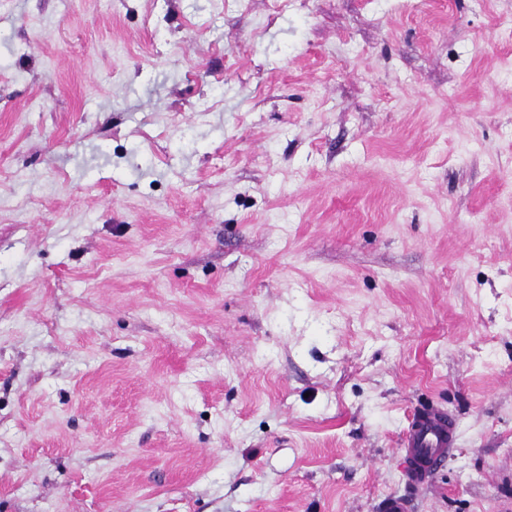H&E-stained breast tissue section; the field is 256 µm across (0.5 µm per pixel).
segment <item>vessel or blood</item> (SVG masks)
Instances as JSON below:
<instances>
[{
    "instance_id": "obj_1",
    "label": "vessel or blood",
    "mask_w": 512,
    "mask_h": 512,
    "mask_svg": "<svg viewBox=\"0 0 512 512\" xmlns=\"http://www.w3.org/2000/svg\"><path fill=\"white\" fill-rule=\"evenodd\" d=\"M452 439L449 414L436 409L414 413L401 448L409 486L419 489L427 485L432 474L446 462Z\"/></svg>"
}]
</instances>
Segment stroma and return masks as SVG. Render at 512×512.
I'll return each instance as SVG.
<instances>
[{
    "label": "stroma",
    "mask_w": 512,
    "mask_h": 512,
    "mask_svg": "<svg viewBox=\"0 0 512 512\" xmlns=\"http://www.w3.org/2000/svg\"><path fill=\"white\" fill-rule=\"evenodd\" d=\"M512 0H0V512H512ZM452 439L449 414L436 409L413 414L399 448L409 486L419 489L427 485L432 474L446 462Z\"/></svg>",
    "instance_id": "stroma-1"
}]
</instances>
